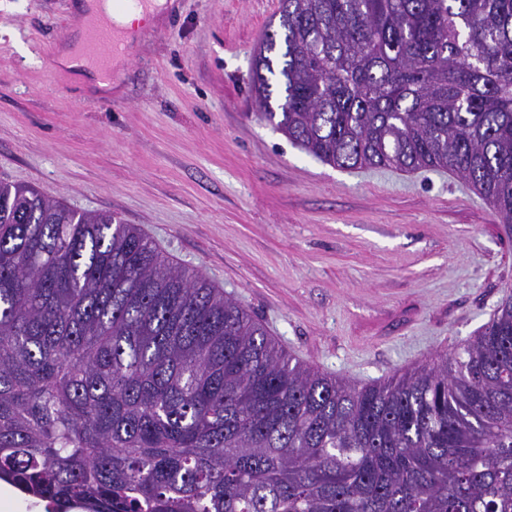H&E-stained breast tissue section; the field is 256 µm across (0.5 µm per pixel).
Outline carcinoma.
Wrapping results in <instances>:
<instances>
[{
  "instance_id": "cac0c4a2",
  "label": "carcinoma",
  "mask_w": 512,
  "mask_h": 512,
  "mask_svg": "<svg viewBox=\"0 0 512 512\" xmlns=\"http://www.w3.org/2000/svg\"><path fill=\"white\" fill-rule=\"evenodd\" d=\"M279 27L260 118L341 169L448 168L512 236V0H282ZM0 479L47 512H512V295L358 386L135 225L0 182Z\"/></svg>"
}]
</instances>
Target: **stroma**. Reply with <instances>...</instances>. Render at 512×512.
Masks as SVG:
<instances>
[{
    "label": "stroma",
    "mask_w": 512,
    "mask_h": 512,
    "mask_svg": "<svg viewBox=\"0 0 512 512\" xmlns=\"http://www.w3.org/2000/svg\"><path fill=\"white\" fill-rule=\"evenodd\" d=\"M79 2L0 0V181L137 225L359 385L432 366L512 294V237L455 173L336 168L257 119L281 0H173L108 94L57 63Z\"/></svg>",
    "instance_id": "35a3bbf8"
}]
</instances>
